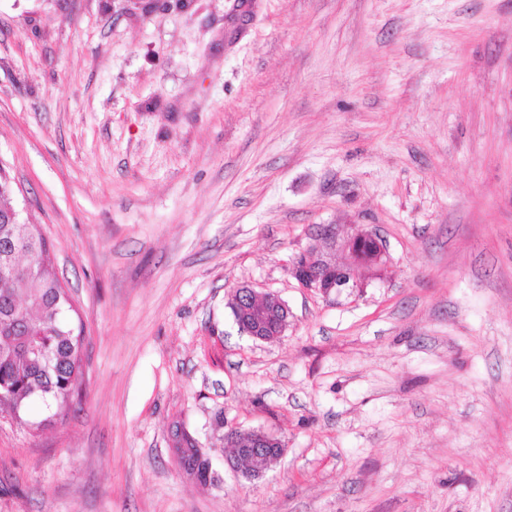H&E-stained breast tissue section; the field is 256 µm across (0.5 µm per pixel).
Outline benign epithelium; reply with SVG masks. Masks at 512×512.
<instances>
[{
  "label": "benign epithelium",
  "mask_w": 512,
  "mask_h": 512,
  "mask_svg": "<svg viewBox=\"0 0 512 512\" xmlns=\"http://www.w3.org/2000/svg\"><path fill=\"white\" fill-rule=\"evenodd\" d=\"M379 239L378 234L362 225L353 233L341 236L334 224H322L313 236V243L292 262L291 272L300 287L326 298L341 295L348 288L358 287L355 277L367 272L360 253L364 243ZM262 294L250 285L235 288L230 305L242 315L248 328L244 332L256 340L271 341L282 336L288 328L291 310L279 299L274 305H261ZM234 448L225 462L241 472L249 482L261 479L270 462L284 450L282 441L264 429L241 431L230 429L225 435Z\"/></svg>",
  "instance_id": "benign-epithelium-1"
}]
</instances>
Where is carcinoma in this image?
Listing matches in <instances>:
<instances>
[{
	"label": "carcinoma",
	"instance_id": "1",
	"mask_svg": "<svg viewBox=\"0 0 512 512\" xmlns=\"http://www.w3.org/2000/svg\"><path fill=\"white\" fill-rule=\"evenodd\" d=\"M26 249L14 259V272L0 273V406L22 422L33 403L51 414L28 426L39 430L69 410L82 375V342L60 320L68 293L54 270L49 245L38 227L16 220L0 222V243ZM188 453L181 463L210 477V465L194 439L182 436Z\"/></svg>",
	"mask_w": 512,
	"mask_h": 512
}]
</instances>
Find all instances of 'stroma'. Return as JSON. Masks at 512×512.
Listing matches in <instances>:
<instances>
[{"label": "stroma", "instance_id": "35a3bbf8", "mask_svg": "<svg viewBox=\"0 0 512 512\" xmlns=\"http://www.w3.org/2000/svg\"><path fill=\"white\" fill-rule=\"evenodd\" d=\"M0 167L84 336L55 425L0 411V512H512V0H0ZM322 224L381 277L300 288ZM275 299V305H261L260 298ZM230 305L242 315L248 328L243 331L255 340L271 341L282 336L288 328L291 310L288 304L270 295H262L250 285L235 288L231 295ZM225 440H229L234 448L225 462L230 468L240 471L249 482L261 479L270 462L278 459L284 450L282 441L264 429L241 431L232 428L225 435ZM183 448H188L189 454H185L181 457V463L184 471L194 477L185 466H187L192 471L197 472V480L206 481L210 477V465L207 458L204 457V453L199 454V449H197V444L194 439L189 437L188 435L182 436V444Z\"/></svg>", "mask_w": 512, "mask_h": 512}]
</instances>
